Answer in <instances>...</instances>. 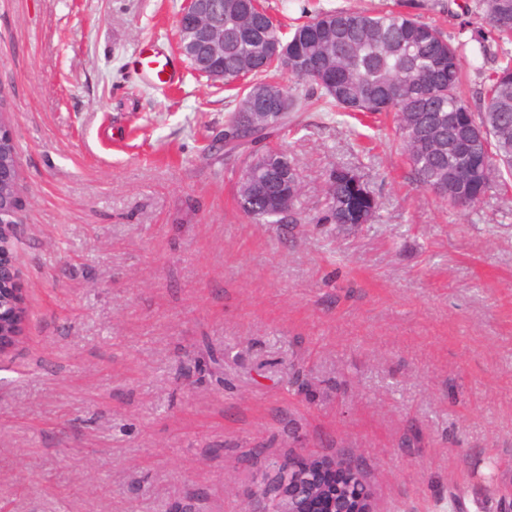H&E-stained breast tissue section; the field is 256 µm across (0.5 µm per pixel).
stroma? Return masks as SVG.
<instances>
[{
	"mask_svg": "<svg viewBox=\"0 0 512 512\" xmlns=\"http://www.w3.org/2000/svg\"><path fill=\"white\" fill-rule=\"evenodd\" d=\"M398 9L489 36L475 0ZM184 0H0V104L22 184L29 309L0 356V512H246L268 465L360 458L378 512H500L512 494V190L451 210L389 125L304 103L273 147L316 214L339 166L369 224H263L223 86L177 52ZM184 72L144 84L140 53ZM495 460L492 478L485 463Z\"/></svg>",
	"mask_w": 512,
	"mask_h": 512,
	"instance_id": "1",
	"label": "stroma"
}]
</instances>
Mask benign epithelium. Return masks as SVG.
I'll return each instance as SVG.
<instances>
[{"label": "benign epithelium", "instance_id": "7a95c632", "mask_svg": "<svg viewBox=\"0 0 512 512\" xmlns=\"http://www.w3.org/2000/svg\"><path fill=\"white\" fill-rule=\"evenodd\" d=\"M180 51L214 83L224 82V7L212 0H186L179 17ZM20 211L0 196V285L20 283L13 244ZM248 512H377L361 465L353 458L309 454L281 463L251 500Z\"/></svg>", "mask_w": 512, "mask_h": 512}]
</instances>
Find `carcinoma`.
Segmentation results:
<instances>
[{
	"label": "carcinoma",
	"instance_id": "obj_1",
	"mask_svg": "<svg viewBox=\"0 0 512 512\" xmlns=\"http://www.w3.org/2000/svg\"><path fill=\"white\" fill-rule=\"evenodd\" d=\"M478 8L498 39L512 42V0H479ZM288 49L285 67L269 43ZM490 46L482 38L453 41L440 28L401 12L358 7L319 8L282 31L265 0H224V85L233 86V109L224 134H235L240 113H256L264 126L265 93L287 113L299 90L286 74L309 88L330 112L362 120L393 115L396 142L414 181L450 208L473 207L495 185L512 179V51L500 48L499 65L485 73ZM484 76L476 107L463 94L466 69ZM240 209L268 224H300L296 205L278 214L251 190H238ZM326 209L316 221L366 224L377 202L361 175L333 171Z\"/></svg>",
	"mask_w": 512,
	"mask_h": 512
}]
</instances>
